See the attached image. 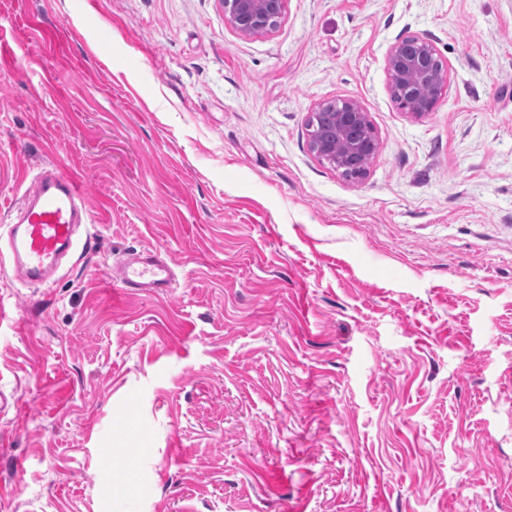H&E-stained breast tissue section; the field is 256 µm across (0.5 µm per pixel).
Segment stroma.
Masks as SVG:
<instances>
[{"mask_svg":"<svg viewBox=\"0 0 512 512\" xmlns=\"http://www.w3.org/2000/svg\"><path fill=\"white\" fill-rule=\"evenodd\" d=\"M408 35L448 68L419 120ZM328 98L363 180L309 151ZM56 166L91 246L0 269V512H512V0H287L254 37L220 0H0V225ZM142 248L167 294L113 288ZM385 70L392 98L414 118L433 112L448 88V68L437 46L417 35L389 47ZM321 117L320 124L315 118ZM308 146L321 162H326L343 176L363 179L368 168L354 171L359 157L370 151L376 156L379 143L368 112L352 99H323L311 112Z\"/></svg>","mask_w":512,"mask_h":512,"instance_id":"35a3bbf8","label":"stroma"}]
</instances>
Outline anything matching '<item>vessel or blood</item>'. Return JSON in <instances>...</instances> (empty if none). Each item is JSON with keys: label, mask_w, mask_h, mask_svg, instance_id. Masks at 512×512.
Returning <instances> with one entry per match:
<instances>
[{"label": "vessel or blood", "mask_w": 512, "mask_h": 512, "mask_svg": "<svg viewBox=\"0 0 512 512\" xmlns=\"http://www.w3.org/2000/svg\"><path fill=\"white\" fill-rule=\"evenodd\" d=\"M88 215L79 177L59 169L39 173L25 189L13 223L0 226V267H12L21 282H42L60 259L76 252L77 230ZM173 280L167 260L153 251L127 255L112 274L113 286L124 292L164 294Z\"/></svg>", "instance_id": "obj_1"}]
</instances>
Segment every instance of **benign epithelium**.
<instances>
[{
  "label": "benign epithelium",
  "mask_w": 512,
  "mask_h": 512,
  "mask_svg": "<svg viewBox=\"0 0 512 512\" xmlns=\"http://www.w3.org/2000/svg\"><path fill=\"white\" fill-rule=\"evenodd\" d=\"M224 20L242 36L266 34L277 28L286 0H221ZM385 70L392 98L414 118L434 111L448 88V68L437 46L417 35L398 39L386 54ZM308 146L321 162L343 176L363 179L368 168H356L359 157L377 155L379 143L368 112L352 99H323L311 113Z\"/></svg>",
  "instance_id": "benign-epithelium-1"
}]
</instances>
